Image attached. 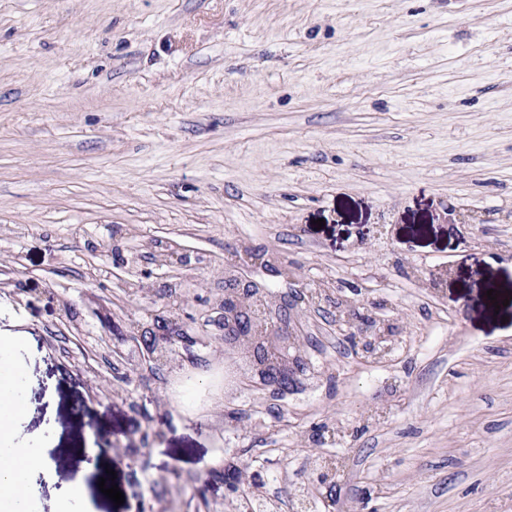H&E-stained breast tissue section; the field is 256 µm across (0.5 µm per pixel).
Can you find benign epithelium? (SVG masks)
<instances>
[{
  "mask_svg": "<svg viewBox=\"0 0 512 512\" xmlns=\"http://www.w3.org/2000/svg\"><path fill=\"white\" fill-rule=\"evenodd\" d=\"M224 283V344L240 361L236 371L245 366L264 385L288 390L309 369L300 354L299 339L289 328L288 304L268 297L252 280L230 275ZM139 339L146 350L158 353L185 336L178 328V318L173 317Z\"/></svg>",
  "mask_w": 512,
  "mask_h": 512,
  "instance_id": "benign-epithelium-1",
  "label": "benign epithelium"
}]
</instances>
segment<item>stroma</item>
<instances>
[{
	"mask_svg": "<svg viewBox=\"0 0 512 512\" xmlns=\"http://www.w3.org/2000/svg\"><path fill=\"white\" fill-rule=\"evenodd\" d=\"M245 247L310 366L278 394L224 387ZM0 336L31 512H240L230 467L279 512H512V0H0ZM177 321L176 317L164 319L161 325H158V329L147 334V338H144L141 333L139 339L143 342L145 349L150 353L166 352L170 345L185 339L186 336L180 332Z\"/></svg>",
	"mask_w": 512,
	"mask_h": 512,
	"instance_id": "obj_1",
	"label": "stroma"
}]
</instances>
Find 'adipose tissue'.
I'll return each mask as SVG.
<instances>
[{
  "mask_svg": "<svg viewBox=\"0 0 512 512\" xmlns=\"http://www.w3.org/2000/svg\"><path fill=\"white\" fill-rule=\"evenodd\" d=\"M12 350L0 343V512H26L34 482L49 473L48 457L42 448L10 444L13 423L26 410Z\"/></svg>",
  "mask_w": 512,
  "mask_h": 512,
  "instance_id": "ef3b65f1",
  "label": "adipose tissue"
}]
</instances>
